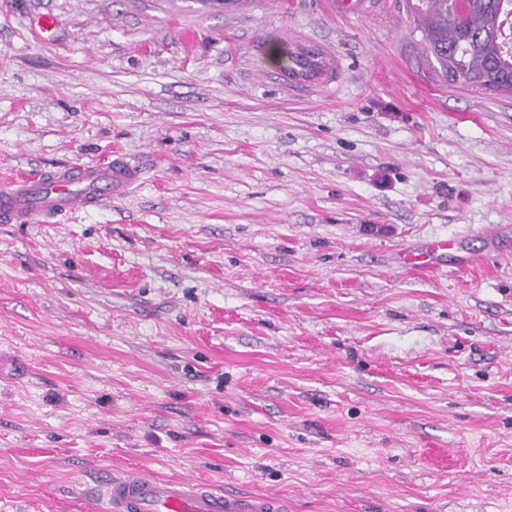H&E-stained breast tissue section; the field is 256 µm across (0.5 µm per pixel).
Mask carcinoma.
Segmentation results:
<instances>
[{"instance_id": "1", "label": "carcinoma", "mask_w": 512, "mask_h": 512, "mask_svg": "<svg viewBox=\"0 0 512 512\" xmlns=\"http://www.w3.org/2000/svg\"><path fill=\"white\" fill-rule=\"evenodd\" d=\"M422 48L441 77L461 87L512 92V38L503 30L512 0H407ZM303 48L280 44L277 67L293 75Z\"/></svg>"}]
</instances>
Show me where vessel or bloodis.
<instances>
[{
  "mask_svg": "<svg viewBox=\"0 0 512 512\" xmlns=\"http://www.w3.org/2000/svg\"><path fill=\"white\" fill-rule=\"evenodd\" d=\"M140 171L123 156L77 164L49 176L28 175L0 185V222L53 224L75 210L126 195ZM106 512H285L276 496L219 492L196 480L167 481L132 471L103 480Z\"/></svg>",
  "mask_w": 512,
  "mask_h": 512,
  "instance_id": "vessel-or-blood-1",
  "label": "vessel or blood"
}]
</instances>
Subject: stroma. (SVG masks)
I'll return each instance as SVG.
<instances>
[{
  "mask_svg": "<svg viewBox=\"0 0 512 512\" xmlns=\"http://www.w3.org/2000/svg\"><path fill=\"white\" fill-rule=\"evenodd\" d=\"M420 39L405 0H0V181L142 172L0 223V512H96L110 470L512 512V94ZM278 41L330 71L289 78ZM140 170L123 156L77 164L49 176L28 175L0 186V222L53 224L75 210L95 207L126 195Z\"/></svg>",
  "mask_w": 512,
  "mask_h": 512,
  "instance_id": "stroma-1",
  "label": "stroma"
}]
</instances>
